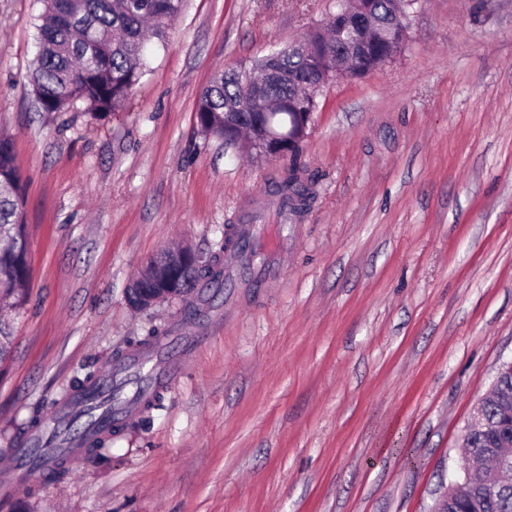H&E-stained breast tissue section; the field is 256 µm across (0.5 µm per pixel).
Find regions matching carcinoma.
Returning <instances> with one entry per match:
<instances>
[{
    "mask_svg": "<svg viewBox=\"0 0 512 512\" xmlns=\"http://www.w3.org/2000/svg\"><path fill=\"white\" fill-rule=\"evenodd\" d=\"M36 35L35 64L30 75L34 96L43 112H66L77 102L95 120L107 117L123 105L146 72L145 46L167 36L170 20L182 10L184 0H43ZM414 0H374L375 19L380 28L397 17L407 16ZM335 30H314L300 45L315 52L333 38ZM321 72L310 68L294 50L285 47L258 60L252 69L215 75L204 88L195 108L201 132L224 139V113L236 106L252 108L242 113L245 120L254 112H276L288 126L295 111L296 97L306 95L302 112L318 109L315 92ZM313 194L312 184L301 180L296 171L288 173L275 189L280 208L293 216L301 215ZM25 194L15 165L9 138L0 136V304L16 308L24 300L29 279L28 231ZM224 242L201 260L194 271L183 275L180 285L191 295L203 285H223ZM167 331L154 328L139 341L140 354L150 358L159 353ZM115 376L111 382L89 371L74 381L77 403L101 395L90 409L101 419L112 421L133 407H155L160 391L141 387L125 403L114 399L120 387L117 375L139 362L124 353L114 357ZM484 419L465 435L466 452L475 465L463 470L458 493L448 499L447 512H512V485L501 484V474L489 460V454L501 453L512 462V373L494 379L481 400ZM49 471L60 474L71 452L56 446L42 449Z\"/></svg>",
    "mask_w": 512,
    "mask_h": 512,
    "instance_id": "obj_1",
    "label": "carcinoma"
}]
</instances>
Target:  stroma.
<instances>
[{
    "mask_svg": "<svg viewBox=\"0 0 512 512\" xmlns=\"http://www.w3.org/2000/svg\"><path fill=\"white\" fill-rule=\"evenodd\" d=\"M42 9L0 0L30 265L0 365V512H432L512 360V0H419L401 53L321 88L299 153L277 160L203 135L196 103L336 0H185L101 120L36 110ZM292 168L315 198L284 237L269 190ZM236 224L262 238L269 287L237 264L205 299L127 304L150 258L210 256ZM154 327L172 340L160 408L62 478L18 468L13 438Z\"/></svg>",
    "mask_w": 512,
    "mask_h": 512,
    "instance_id": "1",
    "label": "stroma"
}]
</instances>
